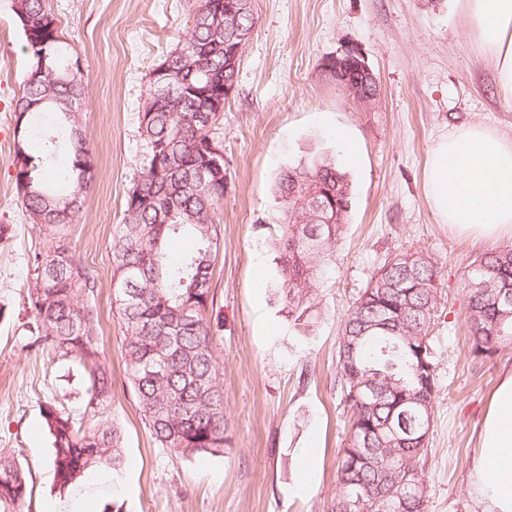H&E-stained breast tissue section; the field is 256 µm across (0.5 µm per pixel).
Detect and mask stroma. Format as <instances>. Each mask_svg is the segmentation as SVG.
<instances>
[{
	"mask_svg": "<svg viewBox=\"0 0 512 512\" xmlns=\"http://www.w3.org/2000/svg\"><path fill=\"white\" fill-rule=\"evenodd\" d=\"M14 0H0V455L29 478L20 512H330L338 450L351 412L338 382L344 318L374 270L399 251L435 264L439 301L429 340L438 393L418 469L424 512H473L466 476L479 426L512 345L482 361L470 351L464 273L490 246L440 223L425 189L433 145L482 124L512 139L492 63L474 45L464 0H252L253 35L213 133L224 149V200L213 213L211 292L217 381L232 437L219 456L159 447L125 379L110 242L145 162L139 129L149 73L188 35L199 0H45L64 48L81 65L80 123L95 157L92 188L64 232L94 275L78 301L97 316L112 370L110 402L89 407L78 359L35 344L30 257L49 241L33 228L14 181V104L26 77ZM358 49L376 75L368 110L327 70ZM327 156L352 188L348 222L322 255L308 325L281 298L283 171ZM75 422L107 421L124 437L120 471L102 466L60 489L45 405Z\"/></svg>",
	"mask_w": 512,
	"mask_h": 512,
	"instance_id": "1",
	"label": "stroma"
}]
</instances>
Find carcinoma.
<instances>
[{"mask_svg": "<svg viewBox=\"0 0 512 512\" xmlns=\"http://www.w3.org/2000/svg\"><path fill=\"white\" fill-rule=\"evenodd\" d=\"M215 0H200L185 41L166 60L184 82L176 103L139 113L147 158L126 198L123 224L111 242L114 299L125 329L127 381L141 419L161 448L184 457L221 455L228 444L224 391L214 369V343L207 314L212 255L217 248L215 208L224 185L212 176L209 142L218 117L209 99L236 79L224 70V15ZM29 64L49 56L53 75L25 79L14 112H28L15 131L17 194L33 227L50 238L45 252L32 256L33 288L28 305L38 332L34 343H49L62 357L78 356L88 369V404L112 400V370L101 360L98 320L80 305L77 289L93 277L75 260L61 230L82 208L93 181L92 153L77 109L81 76L62 53L55 16L44 0H20L14 10ZM43 155L33 156L32 145ZM337 208L335 223L302 204L310 190ZM277 204L288 223L280 225L284 299L288 313L303 322L310 291L321 275L318 257L330 250L348 222L351 185L336 163L324 158L299 162L283 172ZM189 237L194 250L174 260L169 243ZM438 271L421 252H398L371 276L348 310L338 346V372L350 406L346 444L339 449V492L331 512H345L348 494H370L369 512H423L425 483L416 459L427 451L428 415L437 397L436 367L428 330L437 308ZM468 321L476 357L491 358L512 344V248L472 261L465 274ZM162 361L155 377L147 364ZM43 418L54 439L51 465L67 486L90 469L123 464L121 432L108 422L86 429L48 404ZM28 490L22 467L0 455V506L12 510Z\"/></svg>", "mask_w": 512, "mask_h": 512, "instance_id": "obj_1", "label": "carcinoma"}]
</instances>
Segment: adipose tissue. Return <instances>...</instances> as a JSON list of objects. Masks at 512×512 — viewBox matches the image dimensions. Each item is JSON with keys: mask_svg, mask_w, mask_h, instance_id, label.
Wrapping results in <instances>:
<instances>
[{"mask_svg": "<svg viewBox=\"0 0 512 512\" xmlns=\"http://www.w3.org/2000/svg\"><path fill=\"white\" fill-rule=\"evenodd\" d=\"M473 38L512 105V0H465ZM441 223L487 241L512 238V140L472 124L441 137L426 174ZM476 512H512V370L499 379L468 471Z\"/></svg>", "mask_w": 512, "mask_h": 512, "instance_id": "adipose-tissue-1", "label": "adipose tissue"}]
</instances>
